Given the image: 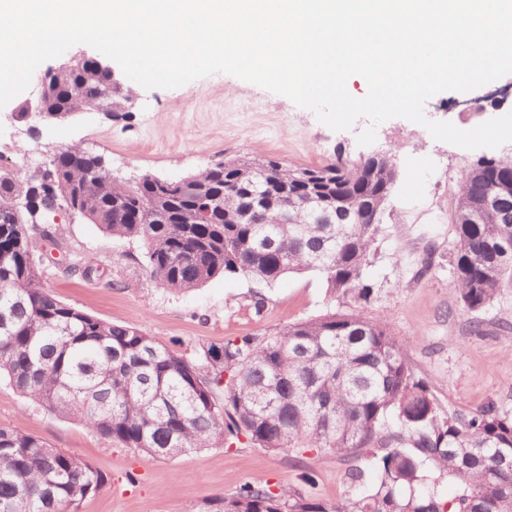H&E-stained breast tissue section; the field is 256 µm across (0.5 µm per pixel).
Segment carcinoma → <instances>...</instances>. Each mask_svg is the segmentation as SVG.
Returning <instances> with one entry per match:
<instances>
[{"instance_id": "obj_1", "label": "carcinoma", "mask_w": 512, "mask_h": 512, "mask_svg": "<svg viewBox=\"0 0 512 512\" xmlns=\"http://www.w3.org/2000/svg\"><path fill=\"white\" fill-rule=\"evenodd\" d=\"M47 111L81 113L106 74L49 68ZM100 156L72 144L43 170L0 168V380L34 405L75 418L101 438L155 457L246 442L300 456L309 450L371 457L333 503L255 480L199 512H512V411L490 399L445 405L418 377L406 345L380 318L356 312L288 323L277 332L203 345L191 356L145 332L75 308L43 283L38 242L66 210L107 235L135 242L149 275L172 291L218 276L271 283L315 272L341 303L366 305L376 224H317L341 200L352 213L383 214L396 165L367 160L318 167L266 156L221 159L179 180L145 174L130 183L96 177ZM324 183L316 202L293 178ZM272 204L262 224L236 223L245 187ZM506 187L512 158L481 159L461 172L452 212L457 303L473 312L512 287V223L475 224L463 205ZM292 224H278L282 211ZM452 479L449 499L420 487ZM103 473L42 438L0 427V512H74L105 484Z\"/></svg>"}]
</instances>
